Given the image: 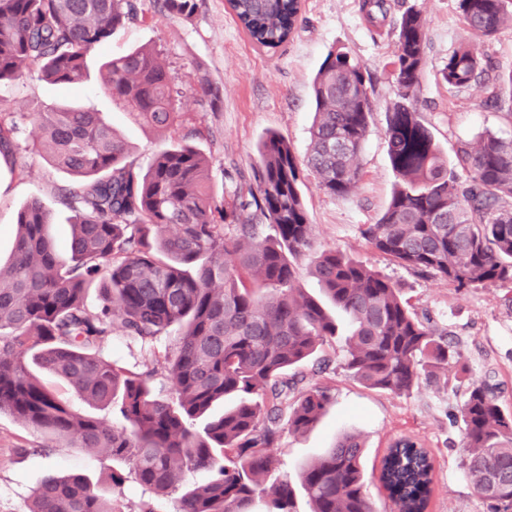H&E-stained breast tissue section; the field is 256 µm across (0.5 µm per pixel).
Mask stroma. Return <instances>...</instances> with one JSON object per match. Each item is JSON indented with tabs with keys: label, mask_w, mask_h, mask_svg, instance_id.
I'll return each instance as SVG.
<instances>
[{
	"label": "stroma",
	"mask_w": 512,
	"mask_h": 512,
	"mask_svg": "<svg viewBox=\"0 0 512 512\" xmlns=\"http://www.w3.org/2000/svg\"><path fill=\"white\" fill-rule=\"evenodd\" d=\"M360 2L303 0L294 38L272 55L248 39L225 0H198L197 11L188 19L169 15L160 0H141L144 18L89 55L90 78L79 91L29 75L21 82L0 85V118L39 112L74 98L101 112L126 137L132 159L141 165L158 150L192 134L193 144L211 161L212 183L220 194L232 191L241 179H254L259 169L257 148L267 133L283 136L297 157L305 156L314 117L312 81L331 50L349 51L366 64L374 112L372 132L359 156L362 179L344 199L308 182L304 198L313 249H338L399 282L414 308L428 313L436 327L447 331L459 364L449 369L446 380L393 395L351 377L342 366V351L333 353L331 367L322 374L316 373L315 361H308L302 367L308 382L330 385L333 399L313 429L282 434L276 474L298 482L302 464L330 448L339 435L353 432L365 443L364 467L373 481L389 444L411 437L424 445L434 462L426 512H489L463 465L460 406L466 383L473 381L493 386L501 405L512 411V284L460 290L391 262L360 234L362 225L375 223L382 214L395 181L383 139L386 112L395 98L392 18L414 4L426 20L428 67L418 107L445 158H453L459 143L477 142L488 131L512 139V119L486 106L481 93H454L435 78L448 55L470 38L458 0H390L391 20L379 27L364 20ZM140 46L161 52L181 90L176 101L181 119L174 128L160 131L139 124L101 89L102 62ZM206 82L218 88V101L203 96L200 86ZM33 137L32 125L22 124L15 165L0 161V260L4 262L14 247L17 212L29 199L40 198L49 210L50 232L57 244H65L74 218L58 198L60 188L70 186L72 177L31 154ZM173 344V337L167 336L144 349L133 339L114 335L103 344L102 353L131 371L143 372L156 367ZM112 468L111 457L51 439L9 414H0V512H24L45 479L68 474H82L97 483L121 512H140L145 501L153 502L156 512H173V497L154 496L135 478H128L122 488L110 489L107 478Z\"/></svg>",
	"instance_id": "stroma-1"
}]
</instances>
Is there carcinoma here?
I'll use <instances>...</instances> for the list:
<instances>
[{"mask_svg": "<svg viewBox=\"0 0 512 512\" xmlns=\"http://www.w3.org/2000/svg\"><path fill=\"white\" fill-rule=\"evenodd\" d=\"M251 42L277 51L294 34L302 0H227ZM190 18L198 0H163ZM512 0H459L465 24L482 42L512 26ZM390 0H361L372 26ZM138 0H0V85L35 71L51 85L76 88L87 57L137 20ZM395 98L383 136L396 177L374 224L360 229L393 262L456 288L512 284V139L482 134L462 142L455 160L422 122L419 94L428 40L422 11L408 6L394 22ZM450 90L481 86L484 103L512 117V71L489 76L479 45L456 48L438 70ZM101 88L143 123L179 122V91L161 53L142 46L106 61ZM367 67L332 50L313 81L315 119L304 159L275 134L259 144L256 187L217 201L207 157L178 142L142 167L98 112L59 104L30 114L32 151L75 178L60 201L75 212L60 250L48 234L49 211L32 198L17 214L10 262L0 265V414L77 448H95L132 468L158 495L186 473L212 471L210 482L183 489L174 512H296L288 478H271L281 420L288 431L313 427L330 389L304 387L301 367L336 339L343 366L366 387L394 395L439 378L457 353L401 285L336 248L314 259V274L336 316L297 286L296 262L312 248L302 186L313 176L334 197L362 178L358 157L371 132ZM18 123L0 120V159L15 164ZM99 304L87 305L90 290ZM120 333L151 346L175 334L155 371L131 372L101 354ZM62 379L82 412L59 399L34 370ZM233 405L207 417L218 401ZM464 465L491 512H512V413L482 383L469 384L460 408ZM117 417L120 424L112 422ZM364 445L354 434L301 469L311 512H377L367 492ZM433 465L410 440L396 442L380 476L391 512H424ZM27 512H116L112 499L82 475L50 478Z\"/></svg>", "mask_w": 512, "mask_h": 512, "instance_id": "cac0c4a2", "label": "carcinoma"}]
</instances>
